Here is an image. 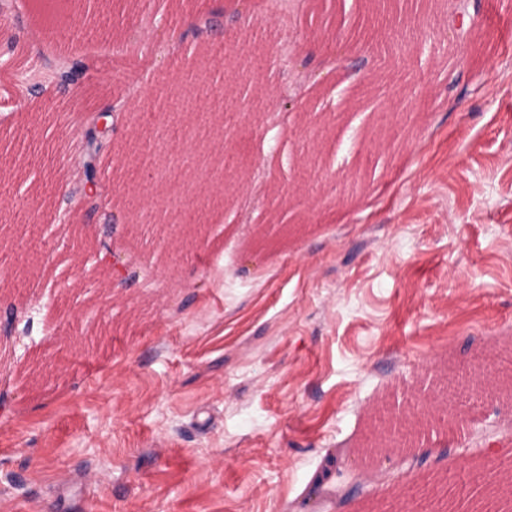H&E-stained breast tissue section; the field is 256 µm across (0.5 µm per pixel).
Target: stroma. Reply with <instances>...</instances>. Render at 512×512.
<instances>
[{
  "instance_id": "obj_1",
  "label": "stroma",
  "mask_w": 512,
  "mask_h": 512,
  "mask_svg": "<svg viewBox=\"0 0 512 512\" xmlns=\"http://www.w3.org/2000/svg\"><path fill=\"white\" fill-rule=\"evenodd\" d=\"M24 0L36 42L110 45L92 103L176 72L152 44L224 5L217 186L101 177L120 203L64 211L80 106L35 118L0 66V512H304L330 458L434 406L468 364L512 358V0ZM475 27L467 44L457 11ZM168 128L157 98L133 102ZM110 241L115 260L99 252ZM417 469L458 496L512 458V389L480 376Z\"/></svg>"
}]
</instances>
